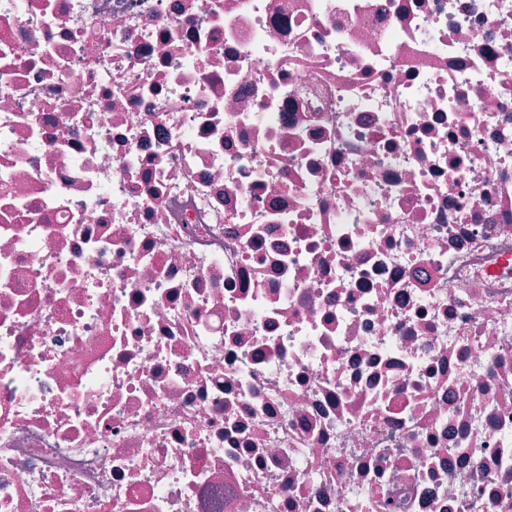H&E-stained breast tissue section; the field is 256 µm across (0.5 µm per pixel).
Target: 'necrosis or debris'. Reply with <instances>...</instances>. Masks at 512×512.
<instances>
[{"label": "necrosis or debris", "instance_id": "4bbe7bcc", "mask_svg": "<svg viewBox=\"0 0 512 512\" xmlns=\"http://www.w3.org/2000/svg\"><path fill=\"white\" fill-rule=\"evenodd\" d=\"M0 512H512V0H0Z\"/></svg>", "mask_w": 512, "mask_h": 512}]
</instances>
